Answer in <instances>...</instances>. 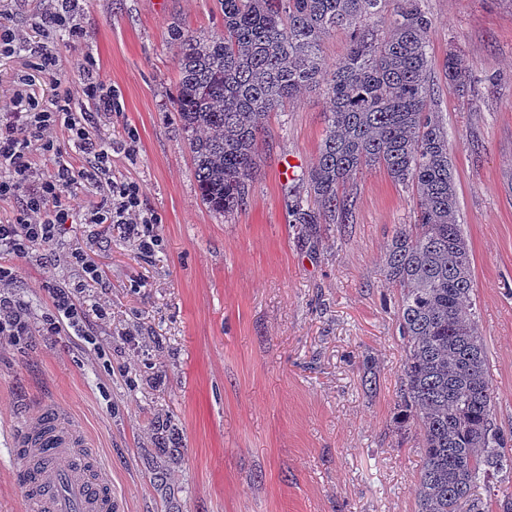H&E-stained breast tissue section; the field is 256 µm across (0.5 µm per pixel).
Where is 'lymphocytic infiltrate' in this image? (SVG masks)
<instances>
[{"mask_svg": "<svg viewBox=\"0 0 512 512\" xmlns=\"http://www.w3.org/2000/svg\"><path fill=\"white\" fill-rule=\"evenodd\" d=\"M78 0H47V26L42 42L32 43L22 33L0 25V57L25 52L27 71L18 78L12 95L0 102V202L12 205L10 218L0 221V255L25 258L36 248L50 245L62 224L68 223L76 208L71 192L85 184L98 198L87 203L90 224L123 225L130 244L140 253H153L160 244L158 215L143 208V189L134 181L112 179V154L106 141L93 134L85 115L77 113L74 102L82 99L109 113L119 109L116 100L104 95L105 80L95 58L78 60L76 84L65 85L57 78L61 60L55 45L57 33L80 41L83 32L76 21ZM48 91H38V82ZM79 148L85 156L82 167L68 159L66 145ZM81 266L84 278L74 285L48 287L47 309L40 331L58 336L65 330L81 331L86 311L105 318L100 303L90 300V284L99 282V271L82 251L69 256ZM16 279L14 268L0 264V343L16 345L27 340L31 323L23 305L9 286Z\"/></svg>", "mask_w": 512, "mask_h": 512, "instance_id": "1", "label": "lymphocytic infiltrate"}]
</instances>
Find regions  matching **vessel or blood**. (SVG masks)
<instances>
[{"mask_svg": "<svg viewBox=\"0 0 512 512\" xmlns=\"http://www.w3.org/2000/svg\"><path fill=\"white\" fill-rule=\"evenodd\" d=\"M7 455L10 468L26 474L25 495L38 512H119L111 467L54 404L14 425Z\"/></svg>", "mask_w": 512, "mask_h": 512, "instance_id": "b4317fda", "label": "vessel or blood"}]
</instances>
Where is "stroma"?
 Segmentation results:
<instances>
[{"instance_id": "1", "label": "stroma", "mask_w": 512, "mask_h": 512, "mask_svg": "<svg viewBox=\"0 0 512 512\" xmlns=\"http://www.w3.org/2000/svg\"><path fill=\"white\" fill-rule=\"evenodd\" d=\"M424 6L430 107L448 131L493 419L512 437V0ZM76 15L85 38L57 37L58 78L76 82L74 62L95 57L120 110L106 118L79 107L112 144L113 178L142 186L163 242L146 257L122 225L78 216L49 246L13 259V291L32 324L46 284L81 280L65 261L76 248L102 276L95 292L107 317L88 315L79 336L0 346V450L14 424L50 401L111 466L123 512H416L420 437L392 422L405 348L399 291L383 266L395 229L413 220L412 193L365 169L348 186L350 223L310 237L291 223L286 195L302 189L324 135L317 86L270 113L246 204L215 216L169 111L171 32L219 30V0H79ZM456 47L475 77L463 96L444 76Z\"/></svg>"}]
</instances>
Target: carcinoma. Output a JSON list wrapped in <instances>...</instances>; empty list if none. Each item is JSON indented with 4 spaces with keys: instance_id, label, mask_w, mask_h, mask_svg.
<instances>
[{
    "instance_id": "carcinoma-1",
    "label": "carcinoma",
    "mask_w": 512,
    "mask_h": 512,
    "mask_svg": "<svg viewBox=\"0 0 512 512\" xmlns=\"http://www.w3.org/2000/svg\"><path fill=\"white\" fill-rule=\"evenodd\" d=\"M392 4L390 27L372 19ZM222 28L208 35L173 30L178 79L172 115L191 153L197 189L214 214L245 205L257 171L256 145L270 113L311 86H323L325 132L288 199L291 223L310 232L344 224L354 200L346 186L380 167L418 199L414 223L399 225L385 276L400 290L405 343L397 423L421 438L417 512H512L489 476L512 468V448L492 417L486 349L467 305L473 269L459 224L448 132L428 107L423 0H221ZM351 31L347 53L322 67L323 41ZM459 94L473 73L456 51L444 63Z\"/></svg>"
}]
</instances>
